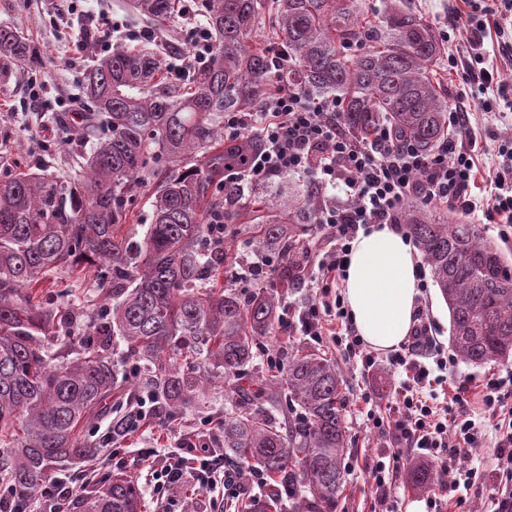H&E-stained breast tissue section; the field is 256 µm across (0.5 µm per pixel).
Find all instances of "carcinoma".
I'll list each match as a JSON object with an SVG mask.
<instances>
[{"label":"carcinoma","mask_w":512,"mask_h":512,"mask_svg":"<svg viewBox=\"0 0 512 512\" xmlns=\"http://www.w3.org/2000/svg\"><path fill=\"white\" fill-rule=\"evenodd\" d=\"M150 23L164 24L174 0H131ZM275 19L284 61L252 41L265 12ZM212 58L170 81L157 52L118 46L85 72V130L91 154L60 176L43 165L0 181V486L10 498H32L54 470L99 454L83 429L112 410L107 400L124 379L112 361L114 338L142 361L159 414L195 407L222 390L224 461L259 470L271 512L281 486L302 485L289 512H336L349 444L346 378L319 349L299 344L270 375L250 376L261 340L281 330V296L260 288L243 297L214 286L224 267L243 261L213 243L208 224L234 223L239 202L224 187V168H241L257 142L224 141V113L265 104L269 83L303 94L326 93L358 141L385 125L395 142L429 151L448 137V91L432 78L443 44L404 3L385 0L370 18L364 0H205ZM19 63L32 49L0 25V57ZM154 185L152 223L143 238L120 234L127 197ZM318 190L306 185L254 217L252 251L272 250L283 288H299L308 247L296 226L316 223ZM418 243L448 306V342L469 365L512 361V264L484 241L480 225L437 214L407 200L399 215ZM101 272L103 293L85 338L71 339L82 311L46 308L36 287L49 275ZM288 409V417L276 412ZM134 413L112 420V438L127 435ZM437 472L415 460L414 490L434 489ZM141 490L127 477H105L72 512H139Z\"/></svg>","instance_id":"obj_1"}]
</instances>
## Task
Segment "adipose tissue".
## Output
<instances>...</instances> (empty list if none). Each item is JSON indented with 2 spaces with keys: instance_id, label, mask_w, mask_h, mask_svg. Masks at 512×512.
<instances>
[{
  "instance_id": "ef3b65f1",
  "label": "adipose tissue",
  "mask_w": 512,
  "mask_h": 512,
  "mask_svg": "<svg viewBox=\"0 0 512 512\" xmlns=\"http://www.w3.org/2000/svg\"><path fill=\"white\" fill-rule=\"evenodd\" d=\"M343 294L358 335L372 349L397 348L409 335L421 292L417 250L402 229L372 225L352 243Z\"/></svg>"
}]
</instances>
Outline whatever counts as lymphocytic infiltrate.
Listing matches in <instances>:
<instances>
[{"label":"lymphocytic infiltrate","mask_w":512,"mask_h":512,"mask_svg":"<svg viewBox=\"0 0 512 512\" xmlns=\"http://www.w3.org/2000/svg\"><path fill=\"white\" fill-rule=\"evenodd\" d=\"M464 10L456 19L471 34L472 67L477 68L484 113L497 110L502 93L483 66L484 38L499 28L500 12L512 13V0H499L498 10L483 6L480 0H463ZM261 127L257 135L260 148L246 167L227 168L224 183L245 186L280 175L309 174L316 185L336 189L334 198L325 200L316 221L328 233L325 251L318 262V288L315 300L301 313L307 335L332 337L343 351L360 357L371 367L375 357L365 352L364 342L355 332L352 315L335 281L344 279L352 243L359 231L374 224L398 223L401 205L412 196L425 203L453 211L474 213L483 201L477 185L489 190L486 203L490 215L499 221L502 240L512 239V141L499 145V161L486 179H479L470 150L448 142L428 153L411 145L395 143L387 127H378L369 142H359L341 128L335 99L309 100L291 90L277 91L267 112H229L224 128L229 140L241 138L249 124ZM392 367L404 372V390L396 418L387 420L374 409L375 397L363 391L368 404L367 421L371 429L388 432L406 454L393 461L377 460L369 477L378 495H386L408 456L455 459L469 455L482 443L481 425L491 421L496 433L495 448L504 471L512 472V409H507L506 378H488L482 387V407L478 415L453 413L451 406L440 405L431 392L433 385L454 381L458 361L455 355L438 346L429 321L413 325L411 340L393 352ZM193 471L200 489L237 495L239 475L227 469L223 455L210 448L181 443L166 456L163 465L151 471V492L158 512H170L173 495L182 486L186 471Z\"/></svg>","instance_id":"f902f5d3"}]
</instances>
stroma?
<instances>
[{"label": "stroma", "mask_w": 512, "mask_h": 512, "mask_svg": "<svg viewBox=\"0 0 512 512\" xmlns=\"http://www.w3.org/2000/svg\"><path fill=\"white\" fill-rule=\"evenodd\" d=\"M59 0H0V25L20 31L30 40L37 56L33 63L0 64V180L8 178L17 165L43 163L58 174H66L73 160L88 153L93 140L89 137L73 136L64 139L59 122L69 113L85 111L79 96L83 74L90 64L91 53L106 54L114 48L115 39L92 42L90 51L79 50L84 40L82 21L77 16L60 15ZM436 77L450 94L452 107L467 110L470 114L472 134L479 143L476 154L479 170L495 165L496 149L501 139L512 138V113L501 112L488 116L477 111L475 88H468L465 96H458V81L449 73L446 59L440 60ZM43 82L39 98L30 95L31 79ZM246 224L229 225L226 237L235 240L240 253L246 254L247 262L241 265L240 280L233 286L246 295L257 288L276 289V274L271 268L253 274L252 263L258 262V254L247 247ZM317 283L308 279L304 287L282 292V305L291 324L276 336L261 343L254 369L267 373L270 359L284 358L288 348L301 342L303 335L297 318L315 295ZM328 356L336 360L344 371L348 383L345 419L350 433V448L344 459L345 477L343 492L336 512H427L426 497L411 491L406 477H399L386 503H379L374 486L369 478L368 467L378 456L387 457L397 453L396 443L388 435L370 430L366 421V408L359 402L360 390L371 389L383 415H392L399 399L404 376L387 362L386 353H379L376 365L362 369L360 362L349 358L336 349L331 340L320 344ZM224 416L223 397L212 398L208 409L192 410L170 417H157L144 422L140 428L124 439L112 440L109 433L110 416L96 420L86 432L89 441L99 447L96 461L88 463V471L97 477L116 472L130 475L139 485H146L147 471L139 457L140 449H151L165 454L175 448L173 430H180L197 443H211L216 450H223L222 441H208L201 427L206 422H218ZM486 438L483 447L474 449L472 460L488 476L486 483L461 491L455 512H492L498 489L504 487L506 477L499 470L493 448L495 431L485 426Z\"/></svg>", "instance_id": "stroma-1"}]
</instances>
